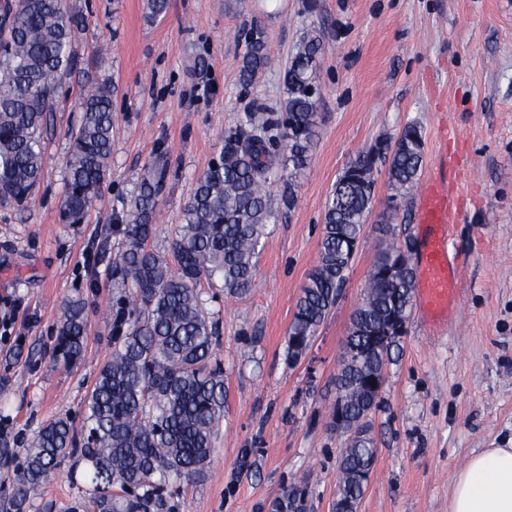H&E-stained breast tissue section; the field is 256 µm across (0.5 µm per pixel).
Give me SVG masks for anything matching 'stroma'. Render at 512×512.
Segmentation results:
<instances>
[{"label":"stroma","mask_w":512,"mask_h":512,"mask_svg":"<svg viewBox=\"0 0 512 512\" xmlns=\"http://www.w3.org/2000/svg\"><path fill=\"white\" fill-rule=\"evenodd\" d=\"M85 25L67 96L44 136V173L25 209L0 205V448L23 459L39 428L68 416L81 425L102 366L112 356V308L121 288L109 261L124 240L125 201L145 167L167 149L171 175L151 244L168 249L198 177L243 112L278 108L300 37L321 43L315 83L319 136L261 250L246 295L206 289L219 323L224 420L203 475L181 483L178 512H271L285 488L309 487L307 512H332L346 438L331 425L336 373L351 314L377 245L394 224L423 241L417 193L392 209L378 164L371 211L339 299L305 354L286 358L300 287L318 260L326 201L359 152L411 123L424 139L423 172L447 152L463 191L449 249L463 286L447 317L413 307L399 353L371 416L377 457L359 512H448L455 477L485 448L512 446V0H170L164 19L145 0H76ZM271 53L250 86L239 83L253 29ZM113 89L110 174L84 224L59 221L79 91ZM86 303L83 359L55 364L61 307ZM66 459L29 512H66L87 488Z\"/></svg>","instance_id":"35a3bbf8"}]
</instances>
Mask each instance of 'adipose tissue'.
<instances>
[{"instance_id":"ef3b65f1","label":"adipose tissue","mask_w":512,"mask_h":512,"mask_svg":"<svg viewBox=\"0 0 512 512\" xmlns=\"http://www.w3.org/2000/svg\"><path fill=\"white\" fill-rule=\"evenodd\" d=\"M448 512H512V448H486L456 476Z\"/></svg>"}]
</instances>
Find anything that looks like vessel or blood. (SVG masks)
Wrapping results in <instances>:
<instances>
[{
	"label": "vessel or blood",
	"instance_id": "obj_1",
	"mask_svg": "<svg viewBox=\"0 0 512 512\" xmlns=\"http://www.w3.org/2000/svg\"><path fill=\"white\" fill-rule=\"evenodd\" d=\"M451 166V161H443L442 173L426 179L420 194L421 221L434 229L419 261L421 302L430 315L447 314L460 286L449 253L448 225L459 215L461 199L458 183L448 174Z\"/></svg>",
	"mask_w": 512,
	"mask_h": 512
}]
</instances>
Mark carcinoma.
Here are the masks:
<instances>
[{
	"label": "carcinoma",
	"mask_w": 512,
	"mask_h": 512,
	"mask_svg": "<svg viewBox=\"0 0 512 512\" xmlns=\"http://www.w3.org/2000/svg\"><path fill=\"white\" fill-rule=\"evenodd\" d=\"M83 27L82 11L67 0H0L1 204H27L41 183L47 118L76 65L73 42ZM319 50V36L305 32L284 74L280 111L245 112L224 131L219 155L198 178L166 254L149 241L170 173L167 154H157L146 168L126 201L125 239L112 254V278L125 288L112 313V357L99 371L81 428L66 416L50 421L15 466L14 512H26L67 457L79 456L86 465L94 512H175L174 484L203 473L224 419L225 387L217 322L204 306L202 281H219L230 296L251 286L268 225L278 218L268 191L271 177L281 172L291 181L303 174L315 146L320 94L312 87ZM268 59L264 32L256 30L241 60L240 83L250 85ZM79 109L60 203V219L70 225L84 223L109 176L111 86H85ZM380 161L388 164L391 199L399 203L422 169L420 127L410 124L397 139L360 152L336 180L318 262L288 327L286 356L292 362L309 350L336 305L370 212ZM379 233L380 249L347 337L356 354L341 369L340 396L350 425L365 417L369 404L363 378L381 373L400 346L396 337H372L393 316L408 321L412 309L414 243L399 237L392 224L380 225ZM86 335V303L71 298L62 305L55 362L68 368L79 361ZM375 460L371 436L347 442L337 501H361L366 485L357 473Z\"/></svg>",
	"instance_id": "obj_1"
}]
</instances>
